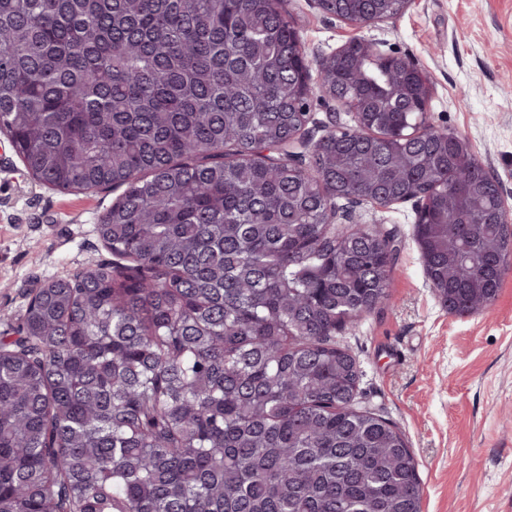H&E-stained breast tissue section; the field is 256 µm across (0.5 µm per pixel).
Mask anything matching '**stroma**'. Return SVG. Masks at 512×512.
<instances>
[{"mask_svg":"<svg viewBox=\"0 0 512 512\" xmlns=\"http://www.w3.org/2000/svg\"><path fill=\"white\" fill-rule=\"evenodd\" d=\"M309 59L359 37L433 85L429 122L465 138L512 206V0H412L358 28L315 0H285ZM116 188L60 193L34 182L0 134V340L15 341L33 290L111 261L94 227ZM413 202L355 206L398 247L391 299L337 334L363 377L362 408L394 421L418 464L423 512H512V272L484 312L449 313L427 279Z\"/></svg>","mask_w":512,"mask_h":512,"instance_id":"1","label":"stroma"}]
</instances>
